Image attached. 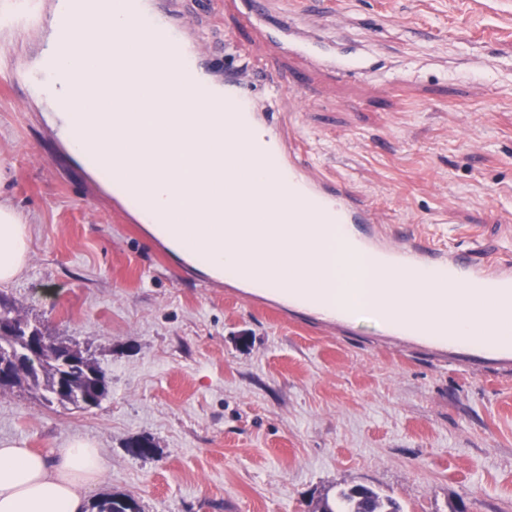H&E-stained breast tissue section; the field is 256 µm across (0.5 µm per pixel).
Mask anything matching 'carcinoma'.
Listing matches in <instances>:
<instances>
[{"label": "carcinoma", "mask_w": 512, "mask_h": 512, "mask_svg": "<svg viewBox=\"0 0 512 512\" xmlns=\"http://www.w3.org/2000/svg\"><path fill=\"white\" fill-rule=\"evenodd\" d=\"M23 354V344L15 335L0 334V356H18ZM100 372L97 363L86 361L85 369L64 373L53 356V352L42 354L39 363L19 373L9 389H30L41 392L43 400L72 405L76 408L97 406L106 393L98 391L95 375ZM68 375L72 385L70 395L59 397L56 387L63 377ZM96 512H142L139 502L126 495H111L92 505ZM321 512H403L401 505L390 497L383 498L371 488L355 484L336 494L333 500L324 499Z\"/></svg>", "instance_id": "carcinoma-1"}]
</instances>
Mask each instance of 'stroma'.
Instances as JSON below:
<instances>
[{"mask_svg":"<svg viewBox=\"0 0 512 512\" xmlns=\"http://www.w3.org/2000/svg\"><path fill=\"white\" fill-rule=\"evenodd\" d=\"M54 0L0 24V188L30 227L0 297L104 372L99 406L0 393V439L48 453L76 436L107 465L91 500L143 512H315L354 484L405 512H512V364L325 321L171 258L62 148L32 92ZM217 80L229 38L318 176L380 224L512 257V0H327L307 32L379 55L358 78L305 69L299 91L223 0H160ZM149 439L155 453L132 455ZM125 503V504H124ZM96 512H142L139 502L126 495H111L92 505Z\"/></svg>","mask_w":512,"mask_h":512,"instance_id":"1","label":"stroma"}]
</instances>
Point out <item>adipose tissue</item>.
<instances>
[{"mask_svg": "<svg viewBox=\"0 0 512 512\" xmlns=\"http://www.w3.org/2000/svg\"><path fill=\"white\" fill-rule=\"evenodd\" d=\"M30 233L9 200L0 199V284L24 270ZM106 465L95 442L75 438L51 453L23 440L0 441V512H88V494Z\"/></svg>", "mask_w": 512, "mask_h": 512, "instance_id": "obj_1", "label": "adipose tissue"}]
</instances>
